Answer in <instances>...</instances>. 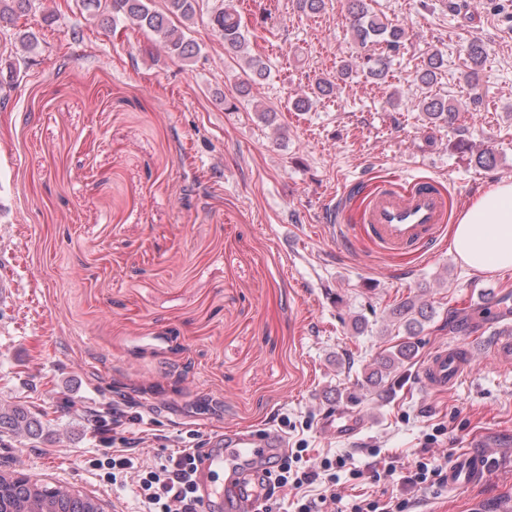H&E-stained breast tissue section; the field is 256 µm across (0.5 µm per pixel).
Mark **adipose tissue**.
<instances>
[{"label": "adipose tissue", "instance_id": "ef3b65f1", "mask_svg": "<svg viewBox=\"0 0 512 512\" xmlns=\"http://www.w3.org/2000/svg\"><path fill=\"white\" fill-rule=\"evenodd\" d=\"M463 263L479 271L512 269V182L477 196L448 228Z\"/></svg>", "mask_w": 512, "mask_h": 512}]
</instances>
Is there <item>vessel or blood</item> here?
Instances as JSON below:
<instances>
[{
    "instance_id": "obj_1",
    "label": "vessel or blood",
    "mask_w": 512,
    "mask_h": 512,
    "mask_svg": "<svg viewBox=\"0 0 512 512\" xmlns=\"http://www.w3.org/2000/svg\"><path fill=\"white\" fill-rule=\"evenodd\" d=\"M448 221L447 196L437 182L421 179L409 186L385 182L369 195L357 224L347 236L359 237L381 251L395 255H433ZM469 366L463 345L435 349L418 371L420 382L432 392H443L458 382ZM286 452L280 432L266 428L257 434L233 430L215 436L197 459V487L206 512H261L268 498L275 461ZM489 470L487 450L474 447L448 470V490L470 487ZM223 472V488L208 478Z\"/></svg>"
}]
</instances>
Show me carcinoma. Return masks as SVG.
Returning <instances> with one entry per match:
<instances>
[{"instance_id":"cac0c4a2","label":"carcinoma","mask_w":512,"mask_h":512,"mask_svg":"<svg viewBox=\"0 0 512 512\" xmlns=\"http://www.w3.org/2000/svg\"><path fill=\"white\" fill-rule=\"evenodd\" d=\"M35 0H0V27L13 26L18 19L33 11ZM80 7L102 28L117 29L118 23L128 22L151 32L158 43L174 59L191 63L200 52V47L188 39L184 29L190 25L200 11L199 0H165L164 7L156 8L153 0H80ZM352 16L351 32L354 40L363 45L377 41L384 45V51L376 56H367L363 70L374 83H384L389 74L393 57L399 54L407 41L405 28L394 24L370 11L365 0H349ZM213 32L224 41L225 52L233 55L246 47L241 17L229 4H221L209 17ZM486 49L478 40L470 41L464 49V75L476 80V67L485 59ZM444 67V59L438 53L427 57L418 73L419 82L430 88L437 80L438 71ZM268 68L260 56H250L245 79L240 92L246 93L252 85L266 79ZM421 112L431 124L451 125L458 108L448 100L430 94L419 103ZM390 318L405 327L406 334L415 336L425 323L434 319V307L420 304L408 297L389 308ZM416 355L414 343L402 341L381 354L374 362V368L365 376L366 386L377 394L392 389L395 378L404 364ZM19 404L0 403V437H29L35 439L44 431L42 416ZM93 497L69 487L38 483L27 477H15L7 469L0 470V512H92ZM475 512H512V496L505 495L493 502L478 506Z\"/></svg>"}]
</instances>
